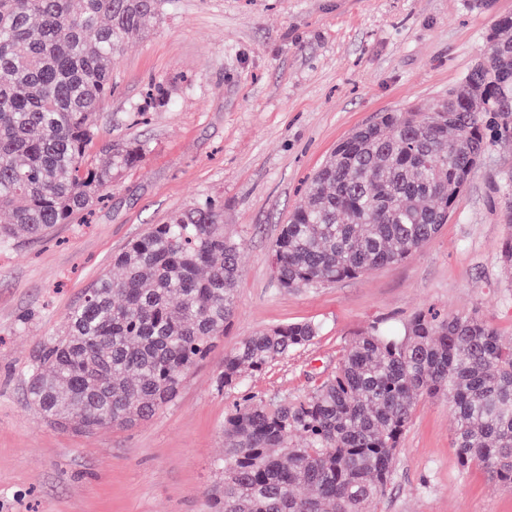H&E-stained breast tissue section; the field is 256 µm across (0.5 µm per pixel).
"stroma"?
Listing matches in <instances>:
<instances>
[{
    "label": "stroma",
    "instance_id": "obj_1",
    "mask_svg": "<svg viewBox=\"0 0 512 512\" xmlns=\"http://www.w3.org/2000/svg\"><path fill=\"white\" fill-rule=\"evenodd\" d=\"M512 0H166L112 61L104 139L145 145L88 223L0 248V512H209L224 419L250 394L280 402L332 377L370 326L476 310L512 345V143L492 144L438 235L401 262L313 288L278 287L272 245L336 144L376 114L426 112L477 63ZM241 244L234 314L175 400L129 429L44 420L24 373L44 338L149 225L205 200ZM315 321L320 336L244 384L224 358L253 332ZM447 396L421 399L367 512H512V488L462 468Z\"/></svg>",
    "mask_w": 512,
    "mask_h": 512
}]
</instances>
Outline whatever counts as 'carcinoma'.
<instances>
[{"mask_svg":"<svg viewBox=\"0 0 512 512\" xmlns=\"http://www.w3.org/2000/svg\"><path fill=\"white\" fill-rule=\"evenodd\" d=\"M164 0H0V244L72 224L143 161L144 145L98 141L112 58L144 36ZM512 142V18L479 61L424 115L382 112L336 146L272 247L281 288H307L397 263L448 221L492 143ZM45 338L27 370L30 404L84 431L124 428L177 396L234 311L239 244L224 206L194 203L115 257ZM293 322L259 330L224 357L242 384L319 337ZM448 396L459 463L512 487V348L477 312L415 314L400 335L372 327L309 396L247 397L224 419V458L210 512H364L384 496L417 400Z\"/></svg>","mask_w":512,"mask_h":512,"instance_id":"1","label":"carcinoma"}]
</instances>
